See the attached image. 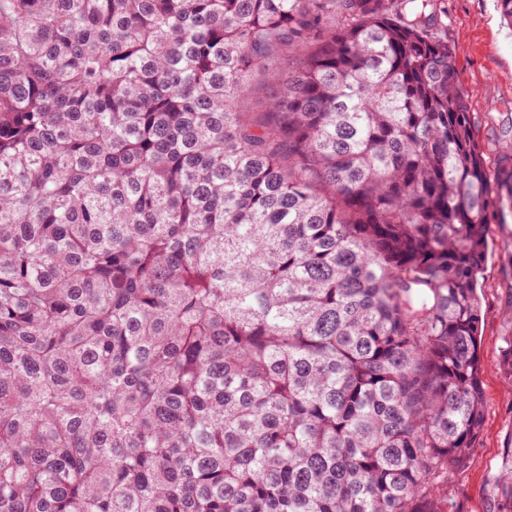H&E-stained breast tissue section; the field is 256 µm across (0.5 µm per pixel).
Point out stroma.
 I'll list each match as a JSON object with an SVG mask.
<instances>
[{
  "instance_id": "stroma-1",
  "label": "stroma",
  "mask_w": 512,
  "mask_h": 512,
  "mask_svg": "<svg viewBox=\"0 0 512 512\" xmlns=\"http://www.w3.org/2000/svg\"><path fill=\"white\" fill-rule=\"evenodd\" d=\"M458 81L468 91L475 139L485 157L501 147L512 114V25L496 0H442ZM484 363L482 431L448 483L459 512H512V218L491 222L480 278Z\"/></svg>"
}]
</instances>
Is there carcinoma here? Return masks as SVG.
I'll return each mask as SVG.
<instances>
[{
	"label": "carcinoma",
	"mask_w": 512,
	"mask_h": 512,
	"mask_svg": "<svg viewBox=\"0 0 512 512\" xmlns=\"http://www.w3.org/2000/svg\"><path fill=\"white\" fill-rule=\"evenodd\" d=\"M439 0H0V512H455L512 217Z\"/></svg>",
	"instance_id": "cac0c4a2"
}]
</instances>
